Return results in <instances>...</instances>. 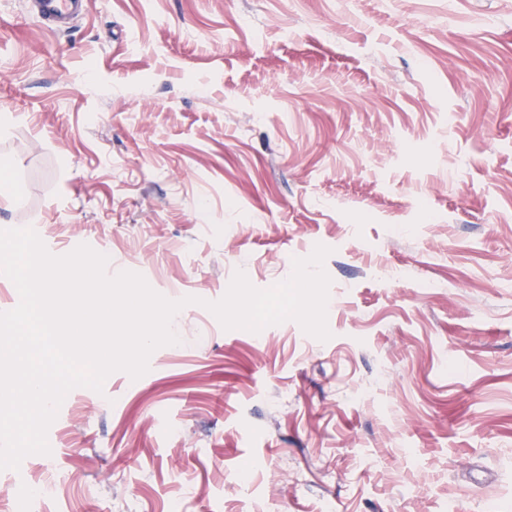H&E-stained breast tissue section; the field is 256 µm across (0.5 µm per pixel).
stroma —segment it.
I'll return each instance as SVG.
<instances>
[{
  "mask_svg": "<svg viewBox=\"0 0 512 512\" xmlns=\"http://www.w3.org/2000/svg\"><path fill=\"white\" fill-rule=\"evenodd\" d=\"M1 158L0 229L195 299L27 512H512V0H0ZM318 244L329 340L204 308ZM32 10L42 22L65 27L85 11L86 0H31Z\"/></svg>",
  "mask_w": 512,
  "mask_h": 512,
  "instance_id": "stroma-1",
  "label": "stroma"
}]
</instances>
